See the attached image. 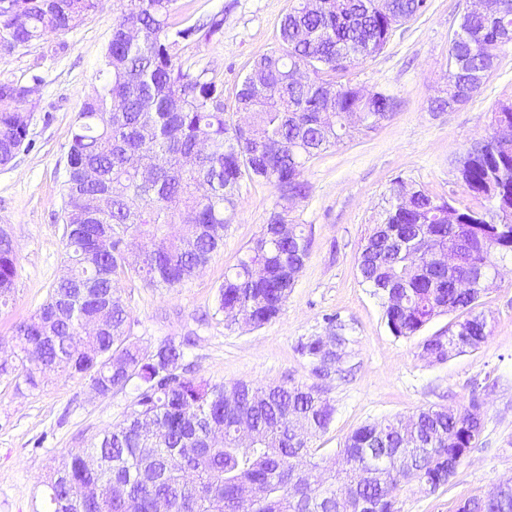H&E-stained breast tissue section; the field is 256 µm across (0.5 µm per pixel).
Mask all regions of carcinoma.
I'll return each instance as SVG.
<instances>
[{
    "mask_svg": "<svg viewBox=\"0 0 512 512\" xmlns=\"http://www.w3.org/2000/svg\"><path fill=\"white\" fill-rule=\"evenodd\" d=\"M101 0H13L0 9V53L62 36L96 13ZM99 86L78 113L64 181L69 274L15 336L21 375L40 387L57 371L89 382L102 395L133 388L130 411L112 431L63 456L48 482L47 512H237L242 488L254 512H400L396 492L415 484L434 493L448 485L485 415L475 401L456 409L425 406L356 429L333 456H316L311 439L335 412L321 391L299 385L211 383L185 363L189 342L169 339L155 350L131 343L132 325L116 283L176 288L210 260L224 239L226 211L242 182L262 180L305 198L306 164L340 144L357 113L374 129L391 117L394 98L365 101L358 86L338 78L376 54L394 29L421 14L426 0H324L281 20L279 49L262 56L242 81L237 110L248 128L230 123L223 87L179 62L180 43L218 35L215 14L173 29L174 0H119ZM512 45V0H488L481 14L464 13L449 49L448 83L463 88L473 72L489 73ZM299 65L301 84L285 74ZM32 89L0 83V166L29 150L35 113L24 108ZM482 209L396 182L382 223L358 257L362 285L382 301L397 337L422 331L457 312L448 329L425 338L430 361L443 364L477 349L490 335L477 311L481 293L461 294L456 277H490L512 257V140L492 134L469 145L457 165ZM453 245L455 271L435 262ZM298 224L271 215L235 270L218 288L216 312L260 327L277 318L309 255ZM16 253L0 234V302L11 295ZM318 376L338 371L323 337L298 341ZM93 489L75 498L72 488ZM469 512H512V486L498 499H467Z\"/></svg>",
    "mask_w": 512,
    "mask_h": 512,
    "instance_id": "obj_1",
    "label": "carcinoma"
}]
</instances>
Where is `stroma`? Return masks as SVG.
<instances>
[{"instance_id": "obj_1", "label": "stroma", "mask_w": 512, "mask_h": 512, "mask_svg": "<svg viewBox=\"0 0 512 512\" xmlns=\"http://www.w3.org/2000/svg\"><path fill=\"white\" fill-rule=\"evenodd\" d=\"M295 0H176L171 23L180 28L222 14L221 34L182 42L179 55L224 87L226 117L235 122L236 94L253 62L278 46L279 24ZM468 0H428L426 11L393 32L385 48L352 67L354 84L394 97L391 117L372 131H352L336 148L312 159L303 178L306 198L282 208L272 185L244 183L227 211L224 240L207 266L181 286L122 283L134 341L154 349L190 338L194 374L214 383L299 384L325 392L335 407L326 434L313 441L329 454L364 423L409 414L422 406L459 407L476 399L485 411L481 443L470 451L447 490L408 485L400 512H457L464 500L512 480V261L482 293L480 308L492 332L473 351L434 364L422 357L424 335L451 321L434 319L424 335L389 331L379 300L361 286L357 258L371 228L381 223L396 181L422 187L449 203H470L456 160L489 129L495 109L512 101V46L503 51L480 92L465 105L436 112L448 90V53ZM117 0L65 37L0 55V82L33 87L31 146L0 166V228L11 237L17 276L0 306V358L17 361L15 327L46 300L66 272L63 182L73 127L112 36ZM285 211L311 239L309 257L281 314L261 327L227 325L215 294L271 213ZM341 323L348 339L338 374L324 379L299 354L301 338L325 336ZM131 393L102 397L89 383L63 375L27 388L16 375L0 378V512H44L46 481L69 449L122 420Z\"/></svg>"}]
</instances>
